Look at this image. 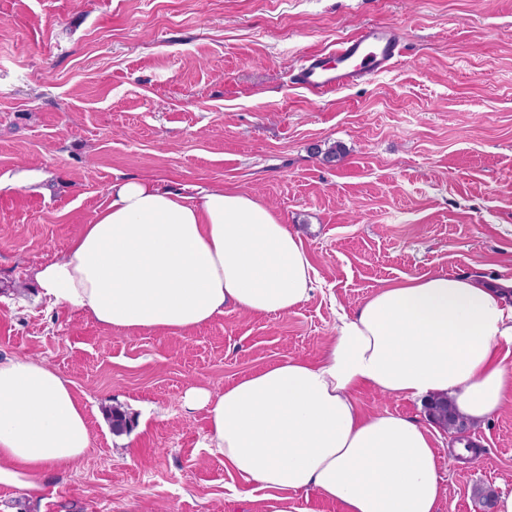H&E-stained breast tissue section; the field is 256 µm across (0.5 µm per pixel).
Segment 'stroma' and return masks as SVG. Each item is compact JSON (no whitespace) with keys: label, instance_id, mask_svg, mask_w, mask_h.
Listing matches in <instances>:
<instances>
[{"label":"stroma","instance_id":"1","mask_svg":"<svg viewBox=\"0 0 512 512\" xmlns=\"http://www.w3.org/2000/svg\"><path fill=\"white\" fill-rule=\"evenodd\" d=\"M377 23L407 44L390 70L323 96L294 82L305 56ZM129 179L257 196L301 234L310 298L169 335L38 297L36 268ZM440 272L512 278V0H0V356L69 379L92 439L37 505L0 488V512H270L204 448L185 390L317 362L340 316ZM352 397L429 429L439 512H492L483 493L512 492L511 398L470 425L483 451L463 460L424 399ZM109 406L130 430L113 433Z\"/></svg>","mask_w":512,"mask_h":512}]
</instances>
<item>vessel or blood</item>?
I'll return each instance as SVG.
<instances>
[{
  "label": "vessel or blood",
  "mask_w": 512,
  "mask_h": 512,
  "mask_svg": "<svg viewBox=\"0 0 512 512\" xmlns=\"http://www.w3.org/2000/svg\"><path fill=\"white\" fill-rule=\"evenodd\" d=\"M404 55V38L397 28L369 25L338 43L331 57L314 54L302 59L294 80L321 96L386 72Z\"/></svg>",
  "instance_id": "b4317fda"
}]
</instances>
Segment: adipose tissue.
I'll return each mask as SVG.
<instances>
[{
	"instance_id": "adipose-tissue-1",
	"label": "adipose tissue",
	"mask_w": 512,
	"mask_h": 512,
	"mask_svg": "<svg viewBox=\"0 0 512 512\" xmlns=\"http://www.w3.org/2000/svg\"><path fill=\"white\" fill-rule=\"evenodd\" d=\"M314 268L299 234L255 197L215 187L185 196L146 180L113 185L93 223L35 280L53 304L115 330L181 333L225 308L285 315L306 301ZM512 279L445 273L381 288L315 363L288 359L221 392L190 386L206 410V446L274 512L298 491L343 512H439L444 494L433 437L388 412L363 414L368 386L390 395L442 396L473 421L512 396ZM91 446L68 379L44 362L0 358V487L38 500L50 477Z\"/></svg>"
}]
</instances>
